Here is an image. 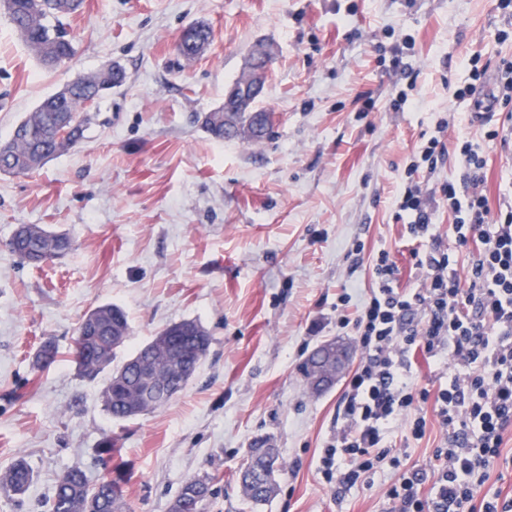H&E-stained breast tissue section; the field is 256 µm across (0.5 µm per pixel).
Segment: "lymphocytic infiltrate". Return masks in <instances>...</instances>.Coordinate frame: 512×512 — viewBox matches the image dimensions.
Masks as SVG:
<instances>
[{
	"instance_id": "lymphocytic-infiltrate-1",
	"label": "lymphocytic infiltrate",
	"mask_w": 512,
	"mask_h": 512,
	"mask_svg": "<svg viewBox=\"0 0 512 512\" xmlns=\"http://www.w3.org/2000/svg\"><path fill=\"white\" fill-rule=\"evenodd\" d=\"M447 153L445 142L429 139L412 164L395 201L409 216L406 229L422 275L419 292L394 287L397 268L388 251L373 265L376 286L370 299L348 317L351 301L342 294L336 325L353 327L360 363L342 398V423L328 438L321 469L337 489L355 486L375 474L382 462L400 467L388 436L395 421L414 439L426 432L418 404L430 401L446 432L434 451L438 462L430 492L424 477L402 473L384 496L400 512H512V496L487 492L490 462L500 457L505 431L512 428V201L491 211L481 189L486 155L483 144L460 140L456 153L463 181L445 183L440 192L455 216L452 230L470 253L469 286L461 288L457 264L441 249L433 232L435 209L422 192L421 166L435 168ZM451 357L456 367L448 385L430 391L414 376V358Z\"/></svg>"
}]
</instances>
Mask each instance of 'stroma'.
<instances>
[{"instance_id":"35a3bbf8","label":"stroma","mask_w":512,"mask_h":512,"mask_svg":"<svg viewBox=\"0 0 512 512\" xmlns=\"http://www.w3.org/2000/svg\"><path fill=\"white\" fill-rule=\"evenodd\" d=\"M500 0H85L66 19L72 59L45 68L0 12V142L46 96L108 63L125 83L90 110L83 139L35 173H0V471L24 458L34 481L0 489V512H45L58 477L100 472L98 449L117 441L112 466L126 512H168L181 484L209 475L207 512H397L383 496L400 471L333 495L320 470L346 383L312 394L301 366L375 281L372 258L389 251L397 286L422 287L397 197L407 165L447 120L448 143L507 129L505 110L472 122V101L448 90L480 54L485 96L512 63V8ZM206 21L213 39L195 61L176 44ZM274 62L258 101L273 114L259 143L218 141L201 116L221 107L253 43ZM402 55L405 72L393 69ZM407 99L392 107L398 91ZM482 189L491 209L512 197V154L486 150ZM65 233L74 248L35 267L9 252L15 227ZM120 307L129 339L120 367L171 323L193 320L211 337L207 356L171 404L129 420L104 409L103 378L78 375L73 355L85 313ZM59 349L36 369L40 345ZM422 439L389 442L405 469L431 472L445 432L421 406ZM260 437L278 450L275 495L251 507L237 472Z\"/></svg>"}]
</instances>
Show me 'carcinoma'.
<instances>
[{
	"mask_svg": "<svg viewBox=\"0 0 512 512\" xmlns=\"http://www.w3.org/2000/svg\"><path fill=\"white\" fill-rule=\"evenodd\" d=\"M84 0H0V8L33 53L46 65L54 66L74 55L72 39L58 30L50 20L78 13ZM212 30L203 23L189 25L188 33L176 45L178 53L192 61L198 53L187 49L189 43L209 42ZM101 97L99 74L80 77L63 89L49 95L16 125L10 140L0 143V172L26 175L48 160L73 148L84 135L90 122L87 107L93 98ZM273 119V114L257 106L253 112H237L233 119L239 128L238 138L262 141L254 130L255 118ZM68 128L66 139H57L61 127ZM202 127L212 137L224 139V116L216 112L204 117ZM8 243L9 251L30 265L66 254L72 249L64 234H53L33 224L20 225ZM129 337L127 316L110 304L90 310L79 323L75 341V361L82 377L94 380L112 363L117 349ZM211 344L208 332L197 322L173 323L142 346L105 383L101 398L114 419L126 420L166 407L207 355ZM56 346L45 342L39 349L35 365L46 367L55 362ZM278 453L275 448L253 445L248 449L245 467L240 472V488L244 499L252 504L268 501L277 488ZM33 481L27 462L16 459L0 473V488L21 494ZM213 494L212 479L193 476L186 479L169 504V512H205ZM125 502L112 471L103 468L97 478L85 471H66L56 482L49 512H124Z\"/></svg>",
	"mask_w": 512,
	"mask_h": 512,
	"instance_id": "obj_1",
	"label": "carcinoma"
}]
</instances>
